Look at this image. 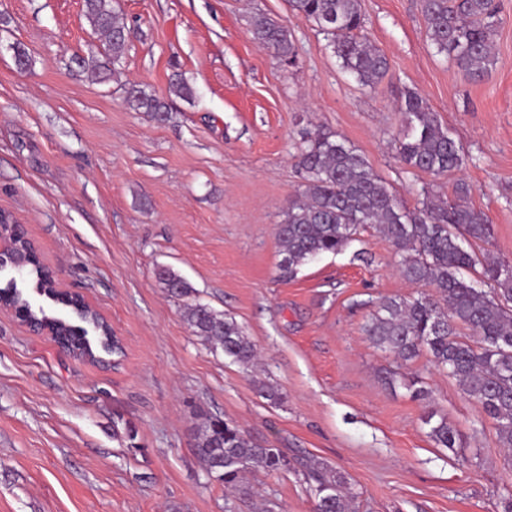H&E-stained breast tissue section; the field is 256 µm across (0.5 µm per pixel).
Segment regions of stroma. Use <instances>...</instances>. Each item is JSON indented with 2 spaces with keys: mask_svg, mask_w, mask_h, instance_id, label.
I'll return each instance as SVG.
<instances>
[{
  "mask_svg": "<svg viewBox=\"0 0 512 512\" xmlns=\"http://www.w3.org/2000/svg\"><path fill=\"white\" fill-rule=\"evenodd\" d=\"M496 2L495 61L476 82L437 53L421 0H360L390 64L369 87L288 0H120L127 48L101 83L76 65L107 50L84 0H0V210L123 345L111 365L77 358L0 310V512H313L312 458L346 474L359 512H502L512 459L482 408L428 354L398 360L363 331L381 299L433 287L403 279L371 228L285 278L277 235L302 183L298 145L320 129L354 146L406 209L423 190L465 184L494 227L485 252L512 263V0ZM257 14L291 35L295 65L252 39ZM176 76L193 98L170 95ZM131 87L168 99V119L132 110ZM409 89L462 148V170L400 162ZM161 267L235 320L257 359L233 362L195 336ZM203 410L283 449L287 469L251 472L250 495L227 494L195 451ZM434 410L462 447L430 438Z\"/></svg>",
  "mask_w": 512,
  "mask_h": 512,
  "instance_id": "stroma-1",
  "label": "stroma"
}]
</instances>
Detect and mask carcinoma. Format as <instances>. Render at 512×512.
<instances>
[{
    "label": "carcinoma",
    "mask_w": 512,
    "mask_h": 512,
    "mask_svg": "<svg viewBox=\"0 0 512 512\" xmlns=\"http://www.w3.org/2000/svg\"><path fill=\"white\" fill-rule=\"evenodd\" d=\"M288 4L327 37L342 68L356 82L372 86L385 77L388 59L363 33L359 0H288ZM85 8L95 30L107 38L109 57L104 63L81 60L78 65L101 80L115 71L126 51L125 25L112 0H85ZM422 12L437 52L470 77H484L501 24L492 0H422ZM250 32L281 61L295 62L296 46L277 22L259 14L253 17ZM129 103L158 121L169 114L165 99L140 90L129 91ZM400 110L403 130L398 154L406 166L438 175L462 168V148L422 96L406 92ZM297 164L303 172L299 196L289 202L278 227L282 276L291 278L301 265L347 248L368 228L381 233L400 256V275L411 283L432 285L438 299L385 298L366 324V335L404 361L426 350L434 365L482 406L494 423L499 444L511 450L512 264L462 245L464 239L489 242L493 235L489 218L464 204L460 193L432 199L426 191L422 207L404 209L368 162L345 139L330 133L316 131L304 137ZM157 277L176 299L193 292L183 277L168 268ZM482 284L489 290L480 288ZM12 296L32 316L61 321L16 285ZM185 320L195 335L221 347L233 361L247 365L254 360L256 349L234 320L200 303L187 307ZM459 327L468 328L477 340L462 338ZM424 424L430 426L429 435L437 445L456 447L458 434L448 424V416L432 413ZM195 451L209 476L242 493L247 473L273 474L288 467L281 449L258 447L239 425L213 415L205 416L197 430ZM307 469L315 512H356L357 494L342 471L316 458Z\"/></svg>",
    "instance_id": "obj_1"
}]
</instances>
